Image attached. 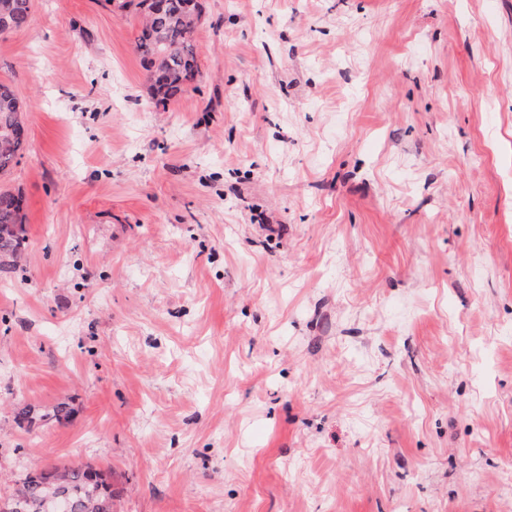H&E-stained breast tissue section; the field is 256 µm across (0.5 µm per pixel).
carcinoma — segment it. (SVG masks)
<instances>
[{
    "label": "carcinoma",
    "mask_w": 512,
    "mask_h": 512,
    "mask_svg": "<svg viewBox=\"0 0 512 512\" xmlns=\"http://www.w3.org/2000/svg\"><path fill=\"white\" fill-rule=\"evenodd\" d=\"M31 0H0V24L14 31L28 25ZM119 8L143 18L137 49L148 71L152 97L158 104L179 98L200 72L195 32L202 16L200 0H168L156 14L150 0H122ZM28 143L19 98L11 84L0 82V176L18 165ZM23 195L0 187V272L13 271L25 250ZM32 423L61 422L69 418L67 403L59 402L36 413L24 411ZM58 500L67 512H112V486L87 466L26 472L8 498L10 512H51Z\"/></svg>",
    "instance_id": "1"
}]
</instances>
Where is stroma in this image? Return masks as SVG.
Listing matches in <instances>:
<instances>
[{
    "label": "stroma",
    "mask_w": 512,
    "mask_h": 512,
    "mask_svg": "<svg viewBox=\"0 0 512 512\" xmlns=\"http://www.w3.org/2000/svg\"><path fill=\"white\" fill-rule=\"evenodd\" d=\"M202 4L164 106L119 0L0 35V495L89 464L112 512H512V0ZM19 98L11 84L0 82V176L18 165L28 143ZM25 200L19 191L0 187V272H12L24 250ZM31 413V409H25L24 416L30 419L31 423H40L44 424L50 421L61 422L63 420H67L69 418V409L66 402H59L51 408H45L41 411Z\"/></svg>",
    "instance_id": "stroma-1"
}]
</instances>
